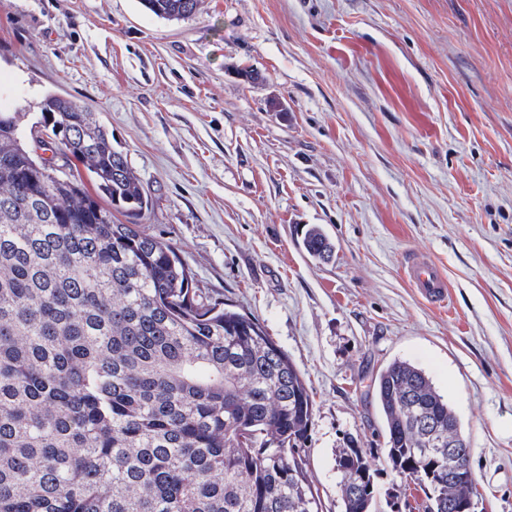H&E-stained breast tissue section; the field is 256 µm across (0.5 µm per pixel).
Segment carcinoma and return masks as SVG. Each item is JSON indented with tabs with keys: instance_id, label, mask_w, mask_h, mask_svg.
I'll return each instance as SVG.
<instances>
[{
	"instance_id": "obj_1",
	"label": "carcinoma",
	"mask_w": 512,
	"mask_h": 512,
	"mask_svg": "<svg viewBox=\"0 0 512 512\" xmlns=\"http://www.w3.org/2000/svg\"><path fill=\"white\" fill-rule=\"evenodd\" d=\"M141 5L178 21L201 0ZM39 107L52 141L0 111V512H320L314 402L288 353L196 299L172 243L113 220L149 199L92 108L57 92ZM302 249L326 261L333 244L313 225ZM373 391L385 461L427 512L477 497L470 442L425 372L394 360ZM450 442L464 482L448 480ZM336 470L343 512H372L367 453L342 449Z\"/></svg>"
}]
</instances>
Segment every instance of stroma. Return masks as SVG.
Returning a JSON list of instances; mask_svg holds the SVG:
<instances>
[{
    "mask_svg": "<svg viewBox=\"0 0 512 512\" xmlns=\"http://www.w3.org/2000/svg\"><path fill=\"white\" fill-rule=\"evenodd\" d=\"M92 106L141 179L139 224L201 300L257 319L315 401L323 512L335 458L377 461L376 512H423L382 459L372 380L421 368L472 448L476 512H512V0H0V106ZM335 244L317 264L308 225ZM448 280L432 305L407 250ZM141 5L157 17L178 21L195 13L201 0H141Z\"/></svg>",
    "mask_w": 512,
    "mask_h": 512,
    "instance_id": "1",
    "label": "stroma"
}]
</instances>
